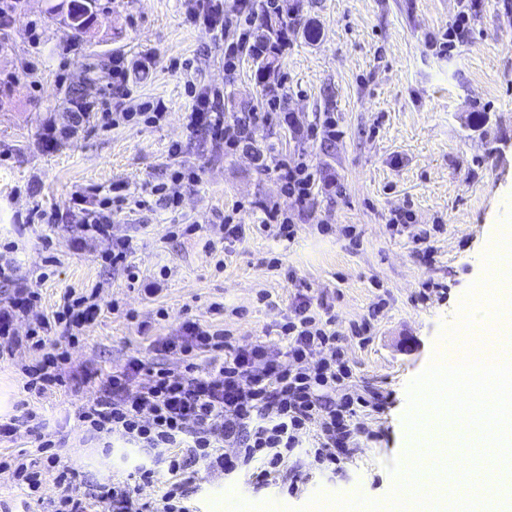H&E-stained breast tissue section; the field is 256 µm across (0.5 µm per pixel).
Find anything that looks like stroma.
I'll list each match as a JSON object with an SVG mask.
<instances>
[{
  "label": "stroma",
  "instance_id": "obj_1",
  "mask_svg": "<svg viewBox=\"0 0 512 512\" xmlns=\"http://www.w3.org/2000/svg\"><path fill=\"white\" fill-rule=\"evenodd\" d=\"M463 5L288 0V45L270 76L281 101L278 137L259 157L186 129L189 84L219 89L229 120L262 99L248 52L226 72L224 43L190 22L191 0H98L83 33L67 27L62 0H18L12 25L0 29V252L12 250L38 289L37 312H51L66 292L99 291L101 315L76 344L58 341L69 356L65 387L31 403L50 419L42 433L60 443L79 491L126 472L118 456L83 439L75 414L88 396L85 371L107 375L132 357L179 368L180 356L154 343L176 338L187 319L230 329L242 343L272 342L281 359L276 326L306 294L335 311L357 387L386 392L388 402L358 412L359 446L332 477L293 493L257 492L203 469L191 505L194 512H314L317 503L359 496L388 504L395 485L388 466L413 453L409 387L459 329L475 280L494 276L500 257L487 236L490 221L512 225V0H477L467 39L439 52ZM115 57L150 62L132 95L108 76L97 84L96 101L133 120L105 128L94 110L70 126L65 90ZM158 100L166 106L159 123L136 116L139 103ZM329 116L332 134L323 126ZM175 142L182 151L174 156ZM281 159L315 171L306 206L283 193L274 170ZM178 169L195 172L196 181L172 182ZM117 184L130 200L146 201L112 213L113 237L130 239L141 271L134 284L107 261L111 239L72 219L80 197L102 201ZM163 184L181 196L179 208L153 194ZM270 200L291 217L294 240L260 230V205ZM235 205L247 231L229 244L221 226ZM422 234L423 247L413 241ZM426 282L445 290L416 303ZM263 293L271 304L260 301ZM218 303L225 313L215 311ZM366 319L372 342L363 348L351 327ZM35 356L22 348L0 362V418L15 415L23 370Z\"/></svg>",
  "mask_w": 512,
  "mask_h": 512
}]
</instances>
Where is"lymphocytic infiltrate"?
Returning <instances> with one entry per match:
<instances>
[{
  "mask_svg": "<svg viewBox=\"0 0 512 512\" xmlns=\"http://www.w3.org/2000/svg\"><path fill=\"white\" fill-rule=\"evenodd\" d=\"M195 2L191 21L212 31L236 32L224 51L225 64H232L247 46L259 53L280 51V42L256 41L253 0H238V22L232 28L226 23L223 0ZM189 92L194 104L185 116L187 130H207L212 139L237 148L246 135L245 126L226 121L208 86L193 85ZM110 205L103 202L97 209L83 210L77 221L96 235L111 238L110 263L123 269L128 280H137L129 240L111 237ZM0 278L14 288L8 305L0 308V359L19 347L39 352L24 371L26 397L17 403L21 415L0 422V440L10 441L20 425L37 417L30 397L54 393L64 383L65 355L47 349L48 339L60 333L76 339L100 314L101 306L93 292L64 295L57 310L39 315L21 333L20 315L28 313L40 296L18 275L13 261L0 263ZM335 322L330 307L316 309L310 297L298 296L279 325L286 361L277 364L269 360L265 342L241 345L230 330L184 321L180 340L162 344L181 355V371L130 358L107 376L103 395L90 396L77 413L87 439L133 450L125 479L74 495L72 467L43 440L32 451L0 455V472H11L28 500H41L46 479H53L61 494L51 500V512H190L186 501L200 465L220 467L225 477L256 488L297 489L310 478L307 458H314L320 468L335 470L359 434L352 423L358 408H378L386 401L380 392L365 397L351 391L353 373ZM162 475L167 481L160 499L141 497V486Z\"/></svg>",
  "mask_w": 512,
  "mask_h": 512,
  "instance_id": "1",
  "label": "lymphocytic infiltrate"
}]
</instances>
